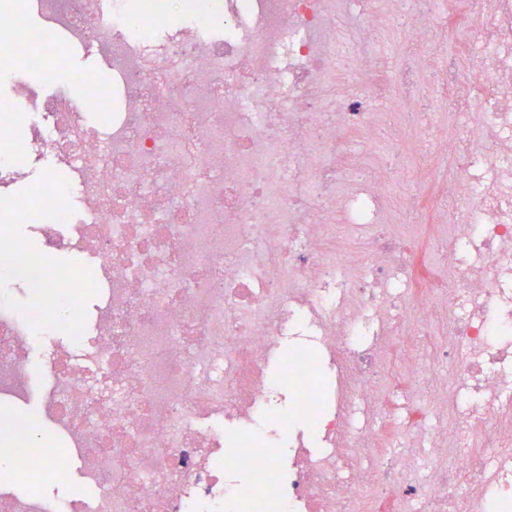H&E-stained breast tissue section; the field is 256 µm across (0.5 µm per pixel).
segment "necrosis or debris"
Wrapping results in <instances>:
<instances>
[{
  "label": "necrosis or debris",
  "mask_w": 512,
  "mask_h": 512,
  "mask_svg": "<svg viewBox=\"0 0 512 512\" xmlns=\"http://www.w3.org/2000/svg\"><path fill=\"white\" fill-rule=\"evenodd\" d=\"M358 2L0 0V142L23 135L47 186L21 203L31 171L0 155V402L51 376L0 446L41 482L64 465L43 433L81 462L66 499L7 484L0 512H512V0H378L343 59ZM480 17L476 52L449 48ZM57 27L112 69L96 119L16 67L49 70ZM342 217L375 228L359 252L330 246ZM62 252L97 294L46 363L81 284ZM287 336L314 357L288 395ZM76 336L73 328L64 324L61 327H56L55 332L48 336L41 335L38 340L41 357L49 359L61 344L74 342Z\"/></svg>",
  "instance_id": "4bbe7bcc"
}]
</instances>
